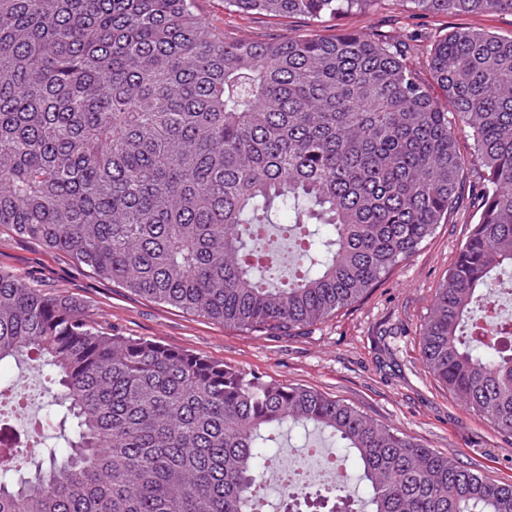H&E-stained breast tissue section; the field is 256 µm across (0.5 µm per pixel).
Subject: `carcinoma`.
<instances>
[{
  "label": "carcinoma",
  "instance_id": "cac0c4a2",
  "mask_svg": "<svg viewBox=\"0 0 512 512\" xmlns=\"http://www.w3.org/2000/svg\"><path fill=\"white\" fill-rule=\"evenodd\" d=\"M434 14L512 0H401ZM383 0H224L273 19ZM230 37L197 0H0V226L153 302L294 336L359 301L464 196L477 221L421 333L426 368L512 436V347L474 309L512 276V36ZM474 142L482 176L467 184ZM46 370L54 441L0 461V512H259L279 429L311 425L369 488L327 512H512L494 483L355 406L159 341L0 270V364ZM32 442L0 413V452Z\"/></svg>",
  "mask_w": 512,
  "mask_h": 512
}]
</instances>
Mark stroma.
Wrapping results in <instances>:
<instances>
[{
  "instance_id": "35a3bbf8",
  "label": "stroma",
  "mask_w": 512,
  "mask_h": 512,
  "mask_svg": "<svg viewBox=\"0 0 512 512\" xmlns=\"http://www.w3.org/2000/svg\"><path fill=\"white\" fill-rule=\"evenodd\" d=\"M199 14L228 35L265 39L349 30L423 40L471 27L512 35V14H433L399 5L372 6L318 22L306 16L277 23L261 15L224 10V0H197ZM477 204L466 200L447 223L382 278L360 301L290 337L258 336L144 300L77 265L67 255L0 227V269L51 292L73 295L99 320L125 336L159 340L247 373L284 384L313 387L440 453L488 480L512 482V437L457 401L428 372L420 330L435 291L464 243Z\"/></svg>"
}]
</instances>
